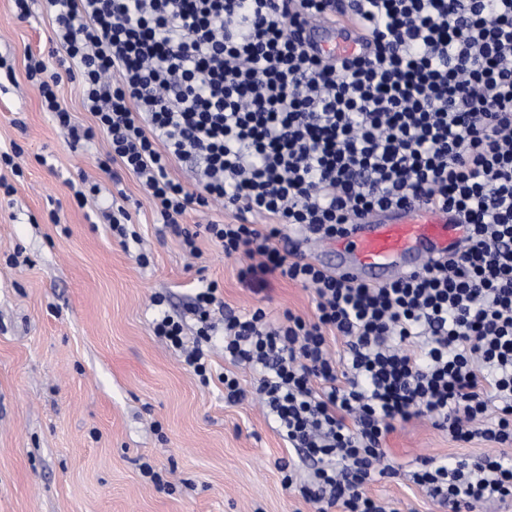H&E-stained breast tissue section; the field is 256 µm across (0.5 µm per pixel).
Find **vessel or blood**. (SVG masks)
I'll return each mask as SVG.
<instances>
[{
  "label": "vessel or blood",
  "instance_id": "b4317fda",
  "mask_svg": "<svg viewBox=\"0 0 512 512\" xmlns=\"http://www.w3.org/2000/svg\"><path fill=\"white\" fill-rule=\"evenodd\" d=\"M303 37L316 53L331 58L370 52L361 30L347 20L312 23L305 27ZM464 236V226L455 213L410 205L360 219L349 235L333 243H318L317 251L334 258L336 273L358 282L382 284L457 252Z\"/></svg>",
  "mask_w": 512,
  "mask_h": 512
}]
</instances>
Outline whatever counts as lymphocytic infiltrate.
Here are the masks:
<instances>
[{"label":"lymphocytic infiltrate","mask_w":512,"mask_h":512,"mask_svg":"<svg viewBox=\"0 0 512 512\" xmlns=\"http://www.w3.org/2000/svg\"><path fill=\"white\" fill-rule=\"evenodd\" d=\"M56 64L29 55V81L71 147L109 138L120 164L186 253L207 234L250 290L279 278L312 289L315 314L225 311L209 282L153 333L202 384L216 329L224 356L257 375L278 435L299 453L283 481L318 512H389L366 492L396 475L383 443L396 423L428 421L494 454L417 459L409 476L450 512L512 501V0H47ZM347 17L365 57L314 54L301 36ZM79 82L93 124L56 94ZM194 158L201 190L169 169ZM415 203L452 211L463 248L382 285L352 282L302 242L347 235L358 218ZM222 207L203 231L187 211ZM343 337L340 357L328 337ZM309 474L296 476L298 465Z\"/></svg>","instance_id":"obj_1"}]
</instances>
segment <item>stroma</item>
Listing matches in <instances>:
<instances>
[{
  "mask_svg": "<svg viewBox=\"0 0 512 512\" xmlns=\"http://www.w3.org/2000/svg\"><path fill=\"white\" fill-rule=\"evenodd\" d=\"M29 5L22 22L13 0H0V57L14 70L0 79V152L20 146L23 165L19 177L0 167L13 188L0 191V512H316L282 484L277 463L295 451L249 398L254 373L236 371L247 396L228 402L221 382L202 385L152 330L159 309L183 311L212 281L225 308L274 317L313 318L312 290L244 288L242 258L204 235L200 257L188 259L136 177L123 173L117 186L98 168L105 137L70 148L27 79L28 54L53 48L44 0ZM81 176L97 191L80 205L68 182ZM120 189L136 233L124 244L100 213ZM157 294L163 307L151 302ZM386 446L404 471L366 491L394 512H448L410 482L416 459L489 450L456 447L414 419L397 423ZM146 462L161 484L143 476Z\"/></svg>",
  "mask_w": 512,
  "mask_h": 512,
  "instance_id": "stroma-1",
  "label": "stroma"
}]
</instances>
